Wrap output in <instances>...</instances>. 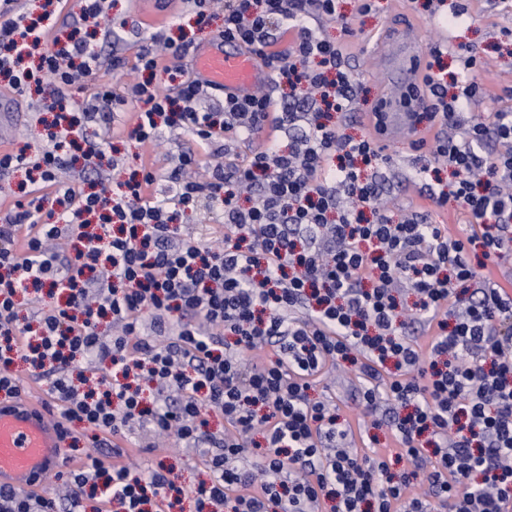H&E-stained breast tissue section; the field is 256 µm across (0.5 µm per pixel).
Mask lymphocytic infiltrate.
<instances>
[{"mask_svg":"<svg viewBox=\"0 0 512 512\" xmlns=\"http://www.w3.org/2000/svg\"><path fill=\"white\" fill-rule=\"evenodd\" d=\"M190 2L201 24L222 11L217 38L257 53L266 83L239 97L184 78L190 42L152 34L118 92L99 80L97 44L61 47L52 14L31 18L19 0H0V81L20 95L48 83L56 113L35 156L0 153L1 173L26 175L0 215V393H20L13 366L27 361L97 447L149 431L201 449L206 477L186 488L172 469L131 466L118 450L115 463L94 457L68 471L61 498L0 488V512H174L185 495L196 512H507L512 332L501 327L512 295L488 267L512 257V109L465 118L483 94L479 52L446 44L420 60L430 106L419 118L449 134L419 176L451 170L430 198L468 214L452 236L418 217L393 220L376 139L333 120L360 89L342 46L319 32L321 21H344L340 0ZM445 54L461 63L454 94L433 70ZM87 83L91 99L77 103L71 90ZM88 122L101 123L99 139L73 156ZM270 128L264 148L232 161L240 141ZM177 130L208 157L182 152L163 186L145 151ZM117 140L139 146V164L125 178L100 176ZM203 200L224 216L210 244L178 224ZM56 204L66 226L53 220ZM47 282L64 303L39 310L37 327L20 325L18 296L40 299ZM407 290L417 302L405 315ZM105 319L112 334L99 329ZM341 364L364 377L357 397L393 447L375 434L359 448L352 423L317 395Z\"/></svg>","mask_w":512,"mask_h":512,"instance_id":"lymphocytic-infiltrate-1","label":"lymphocytic infiltrate"}]
</instances>
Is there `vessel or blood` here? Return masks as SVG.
I'll list each match as a JSON object with an SVG mask.
<instances>
[{
    "label": "vessel or blood",
    "instance_id": "obj_1",
    "mask_svg": "<svg viewBox=\"0 0 512 512\" xmlns=\"http://www.w3.org/2000/svg\"><path fill=\"white\" fill-rule=\"evenodd\" d=\"M386 40L392 47L389 65L399 93L381 98L376 110L382 135L405 140L426 106L414 94L420 52L405 27L389 29ZM194 69L201 82L223 86L226 92L237 95L249 94L266 79V70L255 54L241 47L225 48L220 41L199 50ZM65 447L63 427L37 390L0 404V485L32 495L40 493L63 463Z\"/></svg>",
    "mask_w": 512,
    "mask_h": 512
}]
</instances>
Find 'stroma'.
<instances>
[{"mask_svg": "<svg viewBox=\"0 0 512 512\" xmlns=\"http://www.w3.org/2000/svg\"><path fill=\"white\" fill-rule=\"evenodd\" d=\"M468 12L454 31L456 44L477 49L485 64L477 73V80L485 93L483 101L472 106L470 114L478 120L487 119L489 112L512 105L505 96L512 89V44H505L502 29H512V6H492L489 0H462ZM358 0H343L341 8L350 22L349 27L329 21L323 24L322 34L330 40L342 43L347 66L360 82L359 93L353 112L339 119L342 130L353 136L370 132L371 127L365 115L371 112L382 95L390 93L379 66V57L386 49L382 33L387 26L409 18L412 23L411 36L420 51H428L440 41V28L429 25V14L425 0H375L372 12L359 13ZM111 18L126 20L127 26L116 29L114 36L119 41L124 67L105 70L104 82L114 88H121L129 80V68L137 61L140 41L132 34L133 29L145 33L166 30L175 34L178 28H185L195 47L210 44L216 30L223 25V16H216L209 24H197L195 15L186 0H172L167 9L161 10L155 0H112ZM42 93L29 92L18 95L0 87V142H6L8 149L26 148L28 155H35L45 139V112L41 110ZM432 145H425L421 151H414L402 141L388 143L384 153L389 161L382 170L386 179L384 199L388 202L394 219L411 214L426 216L428 221L447 227L449 234H456L465 216L456 202L446 206H420L413 192L411 182L421 165L422 157L432 154ZM360 384L354 372L342 368L327 369L317 385L320 392L333 398L343 414L357 419L361 409L353 401V394ZM129 462L151 466L164 462L173 469L180 483L186 486L197 483L203 477L201 452L186 448L174 439H162L153 452L131 448Z\"/></svg>", "mask_w": 512, "mask_h": 512, "instance_id": "1", "label": "stroma"}]
</instances>
